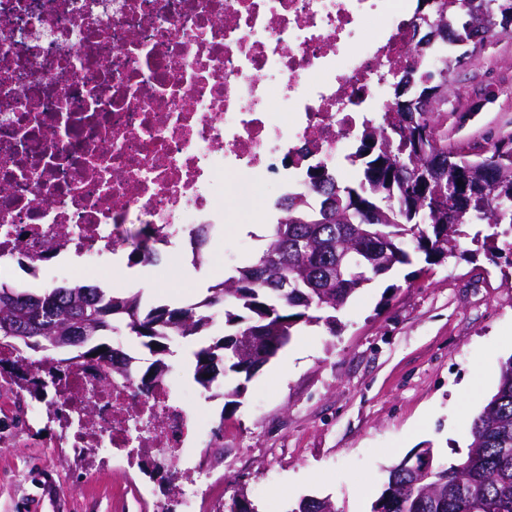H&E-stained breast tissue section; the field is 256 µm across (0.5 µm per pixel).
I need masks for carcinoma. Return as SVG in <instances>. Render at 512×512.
<instances>
[{
  "instance_id": "1",
  "label": "carcinoma",
  "mask_w": 512,
  "mask_h": 512,
  "mask_svg": "<svg viewBox=\"0 0 512 512\" xmlns=\"http://www.w3.org/2000/svg\"><path fill=\"white\" fill-rule=\"evenodd\" d=\"M416 24L442 26L452 39L415 44L411 67L395 77L392 87L410 75L418 83L446 90L457 64L449 49L462 39L482 44L494 31L511 34L512 0H434L429 11L417 15ZM403 121L397 101L388 102L380 124L365 123L350 156L361 169L357 185H341L335 175L313 169L311 191L291 193L278 202L280 217L270 225L265 247L209 286L201 301L182 307L148 306L139 292L119 296L94 284L56 286L39 296L0 284V294L43 299L37 307H8L0 301V322L26 327L34 322L38 330L14 335L0 330V340L10 342L17 358L35 368L47 361L71 362L77 352L126 373L131 358L112 353L105 341L122 325L158 353L140 375L145 388L166 371L169 338L203 335L210 326L208 310L221 307L228 333L194 354V380L209 390L218 378L209 369L211 363L223 364L226 374L253 373L251 365L235 355L236 337H267V363L301 325L321 324L334 334L336 312L360 289L412 263L415 255L424 256L430 265L455 255L461 228L475 220L485 227L472 241L490 257L497 256L498 225L512 224V137L499 141L491 155L468 159L446 145L437 152L416 140L414 133L405 132ZM421 167L427 173L422 185ZM458 167L463 168L467 192L450 221L448 214L431 208V200L452 193ZM210 233L208 224L191 233V241L201 239L193 250V264L200 263ZM284 279L286 291L278 288ZM28 350L43 357L24 355ZM49 376L51 381L31 387L17 375L13 382L39 400L46 384L62 386L56 369ZM470 437L466 455L449 465L431 447L412 449L413 456L427 458L428 473L413 476L404 458L390 466L371 512H512V357L501 364L498 389L473 419ZM288 512L336 510L327 498L306 496Z\"/></svg>"
}]
</instances>
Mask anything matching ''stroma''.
<instances>
[{
	"label": "stroma",
	"mask_w": 512,
	"mask_h": 512,
	"mask_svg": "<svg viewBox=\"0 0 512 512\" xmlns=\"http://www.w3.org/2000/svg\"><path fill=\"white\" fill-rule=\"evenodd\" d=\"M442 102L449 149L486 156L512 136V34L454 67ZM224 213V234L202 265L170 250L145 282L124 247L121 275L101 285L155 304L199 301L259 248L243 225L278 216L265 189L237 176L224 181ZM474 233L465 227L459 257L404 265L359 290L335 332L300 326L250 380L231 374L201 389L192 344L171 343L169 373L194 393L192 412L224 436L223 448L206 451L213 471H191L183 483L201 512H225L241 491L256 512H288L306 495L329 498L336 512H370L387 467L411 449L432 446L448 463L466 454L471 422L512 357V241L499 237L493 263L473 255ZM239 384L242 395L227 404ZM59 434L45 418L0 424V512H165L158 477L109 454L79 459Z\"/></svg>",
	"instance_id": "obj_1"
}]
</instances>
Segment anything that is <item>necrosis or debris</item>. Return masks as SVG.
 Listing matches in <instances>:
<instances>
[{"mask_svg":"<svg viewBox=\"0 0 512 512\" xmlns=\"http://www.w3.org/2000/svg\"><path fill=\"white\" fill-rule=\"evenodd\" d=\"M416 0H0V269L50 276L78 256L115 268L129 224L165 251L222 227L224 175L277 198L313 167L336 172L408 67ZM379 17L378 36L364 23ZM57 414L75 455L180 464L205 432L167 377L149 392L111 366L73 363Z\"/></svg>","mask_w":512,"mask_h":512,"instance_id":"4bbe7bcc","label":"necrosis or debris"}]
</instances>
